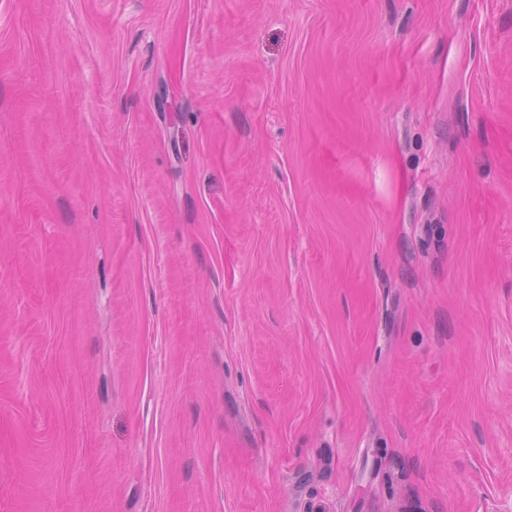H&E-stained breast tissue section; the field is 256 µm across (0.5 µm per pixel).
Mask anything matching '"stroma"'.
I'll return each instance as SVG.
<instances>
[{
    "mask_svg": "<svg viewBox=\"0 0 512 512\" xmlns=\"http://www.w3.org/2000/svg\"><path fill=\"white\" fill-rule=\"evenodd\" d=\"M0 512H512V0H0Z\"/></svg>",
    "mask_w": 512,
    "mask_h": 512,
    "instance_id": "obj_1",
    "label": "stroma"
}]
</instances>
